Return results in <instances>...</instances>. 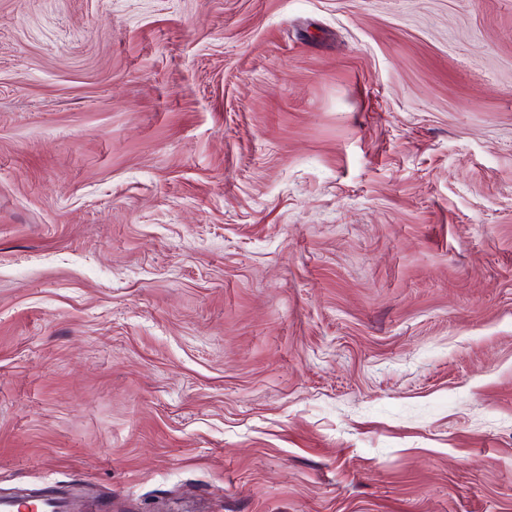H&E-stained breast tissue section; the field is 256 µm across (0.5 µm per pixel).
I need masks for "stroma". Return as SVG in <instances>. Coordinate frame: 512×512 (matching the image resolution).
I'll use <instances>...</instances> for the list:
<instances>
[{
	"label": "stroma",
	"instance_id": "35a3bbf8",
	"mask_svg": "<svg viewBox=\"0 0 512 512\" xmlns=\"http://www.w3.org/2000/svg\"><path fill=\"white\" fill-rule=\"evenodd\" d=\"M512 512V0H0V491Z\"/></svg>",
	"mask_w": 512,
	"mask_h": 512
}]
</instances>
